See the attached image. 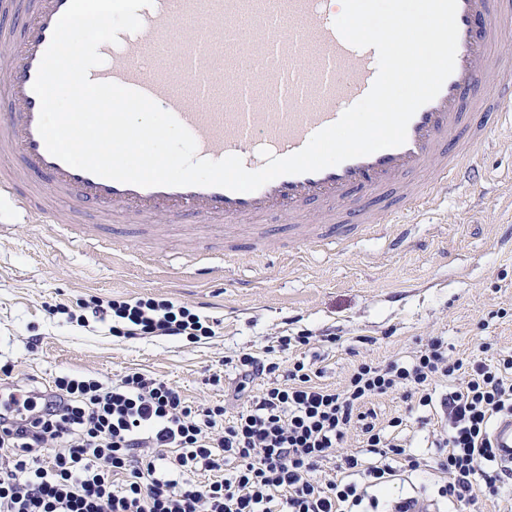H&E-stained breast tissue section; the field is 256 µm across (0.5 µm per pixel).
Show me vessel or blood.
Listing matches in <instances>:
<instances>
[{"instance_id": "b4317fda", "label": "vessel or blood", "mask_w": 512, "mask_h": 512, "mask_svg": "<svg viewBox=\"0 0 512 512\" xmlns=\"http://www.w3.org/2000/svg\"><path fill=\"white\" fill-rule=\"evenodd\" d=\"M69 0H0V206L48 228L78 224H197L220 238L228 224H305L298 246L339 240L349 224H390L430 208L481 177V147L512 135V66L497 48L512 36V0H458L455 70L409 122L404 145L318 172L283 175L254 192L221 187H139L74 168L38 132L33 90L41 59ZM142 27L99 48L90 80L140 91L194 136L196 155L267 156L301 150L371 89L375 49L338 33L333 0H153ZM493 440L512 469V417Z\"/></svg>"}]
</instances>
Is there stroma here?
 Here are the masks:
<instances>
[{
	"instance_id": "35a3bbf8",
	"label": "stroma",
	"mask_w": 512,
	"mask_h": 512,
	"mask_svg": "<svg viewBox=\"0 0 512 512\" xmlns=\"http://www.w3.org/2000/svg\"><path fill=\"white\" fill-rule=\"evenodd\" d=\"M484 178L459 186L437 207L410 216L407 240L390 248L392 225L355 233L333 251L291 250L281 235L276 256L245 250L222 261L210 245L209 273L190 262L192 225L157 240L130 228L123 251L99 255L77 242L79 228L50 231L0 210V360L14 376L50 386L63 373L113 377L140 371L178 385L190 400L224 398L210 384L224 359L264 352L282 332L309 330V346L274 352L301 359L321 384L342 386L355 354L403 360L429 337L450 356L477 343L512 350V139L494 136L481 150ZM160 295L190 301L218 320L202 344L174 337L123 339L102 323L80 328L46 305L99 297ZM339 343L327 342V334Z\"/></svg>"
}]
</instances>
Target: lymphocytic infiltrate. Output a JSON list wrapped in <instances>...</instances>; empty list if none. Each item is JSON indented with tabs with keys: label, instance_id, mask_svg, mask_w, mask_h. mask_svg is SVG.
<instances>
[{
	"label": "lymphocytic infiltrate",
	"instance_id": "lymphocytic-infiltrate-1",
	"mask_svg": "<svg viewBox=\"0 0 512 512\" xmlns=\"http://www.w3.org/2000/svg\"><path fill=\"white\" fill-rule=\"evenodd\" d=\"M47 312L82 328L108 323L120 338L198 343L217 326L194 305L157 296L95 297ZM479 349L454 358L433 336L406 361L357 359L339 388L317 384L304 361L284 371L240 353L219 403L187 401L179 387L138 371L116 380L62 374L41 391L1 364L0 512H390L380 493L425 465L387 433L403 416L376 421L372 400L392 393L412 409L440 405L436 495L461 512L512 484L492 439L494 422L512 416V353ZM352 437L359 448L348 454ZM329 461L333 474H320Z\"/></svg>",
	"mask_w": 512,
	"mask_h": 512
}]
</instances>
